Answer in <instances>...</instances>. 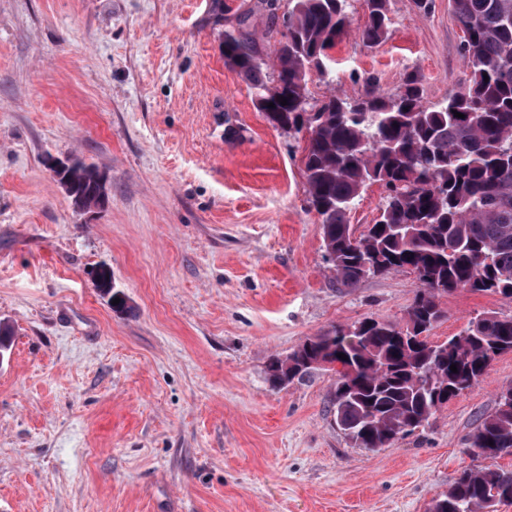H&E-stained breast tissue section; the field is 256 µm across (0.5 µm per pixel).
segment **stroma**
<instances>
[{
	"label": "stroma",
	"instance_id": "obj_1",
	"mask_svg": "<svg viewBox=\"0 0 512 512\" xmlns=\"http://www.w3.org/2000/svg\"><path fill=\"white\" fill-rule=\"evenodd\" d=\"M256 0H0V512H429L512 384V353L428 425L371 452L329 411L333 372L284 387L268 366L306 337L403 321L419 284L401 269L337 287L310 210L306 133L271 125L225 64L240 13L275 56ZM381 44L352 33L311 76V101L388 93L417 72L426 101L470 70L450 0H391ZM76 156L109 177L77 209L50 172ZM106 266L130 307L113 309ZM434 342L512 299H439Z\"/></svg>",
	"mask_w": 512,
	"mask_h": 512
}]
</instances>
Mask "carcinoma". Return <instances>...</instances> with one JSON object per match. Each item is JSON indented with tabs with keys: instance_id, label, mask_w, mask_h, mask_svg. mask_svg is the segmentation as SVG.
Masks as SVG:
<instances>
[{
	"instance_id": "1",
	"label": "carcinoma",
	"mask_w": 512,
	"mask_h": 512,
	"mask_svg": "<svg viewBox=\"0 0 512 512\" xmlns=\"http://www.w3.org/2000/svg\"><path fill=\"white\" fill-rule=\"evenodd\" d=\"M348 2L289 0L288 13L279 16L275 0H259L256 8L269 10L268 32L279 36L271 76L259 44L242 28L249 14L224 31L222 51L256 90L270 123L309 134L306 192L336 284L353 288L398 269L412 271L420 284L404 322L366 318L335 326L269 366L276 383L309 375L317 359L337 365L336 423L358 447L375 451L413 434L437 406L479 384L496 356L512 352V317L495 312L458 336L429 341L445 316L439 296L466 289L512 298V0H451L471 78L442 102L425 100L412 71L395 93L368 79L354 98L332 94L313 104L308 77L328 74L327 51L352 24ZM364 5L368 17L358 35L372 47L390 33L391 0ZM99 175L77 158L58 182L90 210L100 205ZM374 183L384 188L385 203L353 241L348 215ZM97 278L104 293L120 299L118 309H128L122 293L107 287L112 271L102 269ZM470 448L486 460L512 456V384L480 418ZM507 502L512 469L500 467L466 468L438 498L439 512H497Z\"/></svg>"
}]
</instances>
